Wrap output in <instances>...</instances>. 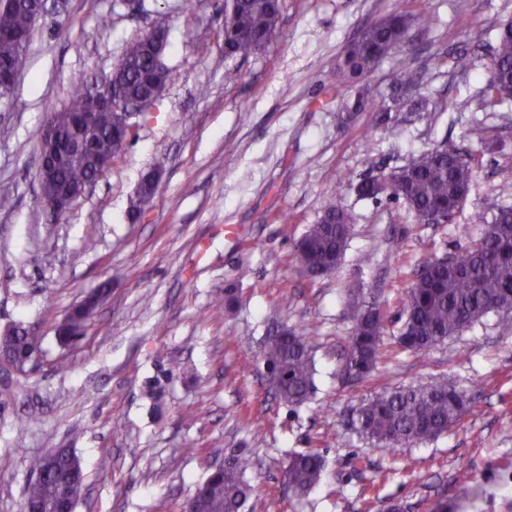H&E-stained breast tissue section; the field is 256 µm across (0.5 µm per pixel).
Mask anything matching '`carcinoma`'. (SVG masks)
I'll use <instances>...</instances> for the list:
<instances>
[{"instance_id":"carcinoma-1","label":"carcinoma","mask_w":512,"mask_h":512,"mask_svg":"<svg viewBox=\"0 0 512 512\" xmlns=\"http://www.w3.org/2000/svg\"><path fill=\"white\" fill-rule=\"evenodd\" d=\"M281 14V0H224V57L245 59L264 49L274 35ZM36 24L24 0H13L0 7V30L21 32L31 36ZM412 27V15L396 7L382 20L367 26L345 45L336 68L325 74L324 82L349 83L368 76L375 66L396 49L406 45ZM152 33L130 43L112 70V92L126 105L141 108L160 99L168 85L169 73L157 64ZM491 71L484 88L485 106L512 105V23L500 29L491 48ZM0 61L10 63L15 72L26 67V54L15 45L0 39ZM421 74L409 65L400 64L389 74L391 87L412 98ZM105 87L96 82L74 85L69 103L61 109L50 108V116L60 128L69 126L78 112H88L95 95ZM386 115L391 106L386 99L368 102L362 97L344 102L342 119L352 121L365 111ZM125 113L97 111L93 117L92 149L87 154H71L56 166L59 181L80 185L96 178L97 161L114 157L124 150L128 136ZM474 172L471 163L462 162L455 152L433 149L421 153L411 163L392 172L389 184L376 178H363L356 186L360 196H381L401 202L414 214L433 211L453 219L465 205ZM157 187L149 178L142 179L129 207V218L135 222L151 206ZM476 221L491 228L488 239L478 246L460 249L448 262L436 258L421 262L416 268L410 288L402 299L403 318L397 343L405 350L422 355L434 345L455 336L484 317L512 308V207H499L488 214L478 211ZM351 232V216L334 199L328 200L318 221L294 242V254L303 270L311 277L333 272L342 261ZM92 314L80 313L65 329L67 335L57 337L69 346L84 337L83 328ZM354 324L340 374L357 380L367 378L380 356L384 316L373 306L353 305ZM38 351L39 337L23 333L0 342V350ZM309 333L284 330L267 338L262 358L270 388L281 401L299 406L309 399L314 381V358ZM464 392L442 378L429 387H402L383 391L366 400L358 409L357 425L366 438L384 447H399L434 439L459 422L467 410ZM250 459L238 458L222 469L214 470L202 483L205 512H242L253 493L245 479ZM30 468L40 478L30 484L24 504L50 509L55 499L67 492L75 500L83 497L84 481L66 488L61 475L68 469L83 472L75 454L53 468L44 458L30 461ZM324 460L318 453L288 456L285 475L288 486L297 495L310 492L322 479ZM474 490L467 477L457 479L453 493L433 501L430 512H458L473 499Z\"/></svg>"}]
</instances>
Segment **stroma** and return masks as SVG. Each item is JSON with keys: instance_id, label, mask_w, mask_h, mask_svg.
I'll return each instance as SVG.
<instances>
[{"instance_id": "stroma-1", "label": "stroma", "mask_w": 512, "mask_h": 512, "mask_svg": "<svg viewBox=\"0 0 512 512\" xmlns=\"http://www.w3.org/2000/svg\"><path fill=\"white\" fill-rule=\"evenodd\" d=\"M397 0H282L265 50L224 57V0H47L27 67L0 99V328L20 322L40 338L36 367H0V512H20L30 458L52 448L79 456L86 489L77 512H180L211 467L249 457L254 492L244 512H427L467 476L464 512H512V315L491 314L425 354L401 349L402 299L425 259L483 234L475 211L512 206V111L453 101L478 98L512 0H407L433 25L383 60L358 87L389 96V71L422 69L423 112H371L342 124L349 90L324 85L344 46ZM108 27H101V17ZM168 33L170 80L148 114L132 117L125 149L58 221L40 202L37 132L74 84L109 75L152 27ZM474 65L460 73L454 56ZM240 73L224 80L227 67ZM482 126L486 145L466 131ZM464 151L475 171L462 211L418 222L404 204L363 198L379 178L421 152ZM162 176L153 207L128 209L142 177ZM353 217L345 258L332 274L304 275L293 243L328 198ZM111 290L83 339L61 346L55 327L87 295ZM234 314L215 319L226 291ZM386 317L372 374L345 381L352 301ZM310 331L315 389L291 407L270 390L262 340L277 328ZM445 377L470 408L448 432L399 448L362 437L356 408L385 390ZM316 451L322 480L289 491V454Z\"/></svg>"}]
</instances>
